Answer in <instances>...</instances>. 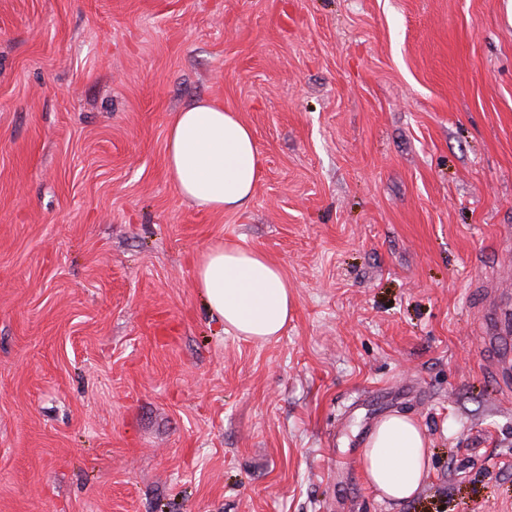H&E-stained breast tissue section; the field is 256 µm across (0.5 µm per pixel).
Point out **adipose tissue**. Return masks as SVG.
Segmentation results:
<instances>
[{"label": "adipose tissue", "mask_w": 512, "mask_h": 512, "mask_svg": "<svg viewBox=\"0 0 512 512\" xmlns=\"http://www.w3.org/2000/svg\"><path fill=\"white\" fill-rule=\"evenodd\" d=\"M166 165L179 196L212 211H235L252 199L262 157L250 126L223 104L199 100L174 113L167 129ZM195 282L210 317L253 341L281 335L294 305L280 267L263 253L231 244L203 250ZM430 442L403 413L381 418L360 456L379 498L406 502L429 477Z\"/></svg>", "instance_id": "ef3b65f1"}]
</instances>
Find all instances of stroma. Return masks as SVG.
<instances>
[{"label": "stroma", "mask_w": 512, "mask_h": 512, "mask_svg": "<svg viewBox=\"0 0 512 512\" xmlns=\"http://www.w3.org/2000/svg\"><path fill=\"white\" fill-rule=\"evenodd\" d=\"M253 129L251 201L168 174L173 112ZM512 0H0V512H512ZM264 253L277 339L205 248ZM405 413L431 475L357 465ZM195 282L225 333L264 342L288 324L293 293L281 268L261 252L231 244L208 247L197 257ZM430 442L418 423L403 413L381 418L360 456V467L379 499L407 502L429 477Z\"/></svg>", "instance_id": "1"}]
</instances>
